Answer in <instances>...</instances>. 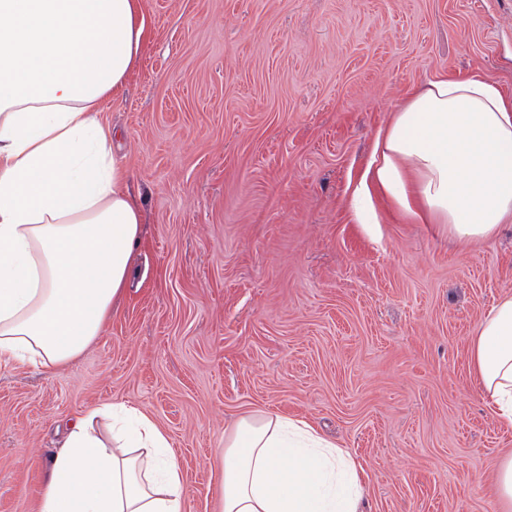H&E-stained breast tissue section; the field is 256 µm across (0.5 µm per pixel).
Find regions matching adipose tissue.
Instances as JSON below:
<instances>
[{"label":"adipose tissue","instance_id":"obj_1","mask_svg":"<svg viewBox=\"0 0 512 512\" xmlns=\"http://www.w3.org/2000/svg\"><path fill=\"white\" fill-rule=\"evenodd\" d=\"M146 42L141 0H0V362L52 372L97 339L126 287L141 201L102 102ZM486 239L512 222V98L480 76H427L379 133L352 197ZM480 389L512 424V296L474 330ZM361 467L300 419L245 415L224 435L221 512H360ZM165 434L143 411L77 416L39 512H184Z\"/></svg>","mask_w":512,"mask_h":512}]
</instances>
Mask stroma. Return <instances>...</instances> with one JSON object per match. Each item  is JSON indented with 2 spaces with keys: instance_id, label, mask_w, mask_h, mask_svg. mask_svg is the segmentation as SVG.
<instances>
[{
  "instance_id": "obj_1",
  "label": "stroma",
  "mask_w": 512,
  "mask_h": 512,
  "mask_svg": "<svg viewBox=\"0 0 512 512\" xmlns=\"http://www.w3.org/2000/svg\"><path fill=\"white\" fill-rule=\"evenodd\" d=\"M147 42L101 122L144 200L103 334L52 373L0 363V512H38L69 423L145 412L185 512H220L224 430L301 419L363 466L361 512H496L512 426L473 332L512 296V223L484 240L351 192L434 72L512 94V0H142Z\"/></svg>"
}]
</instances>
